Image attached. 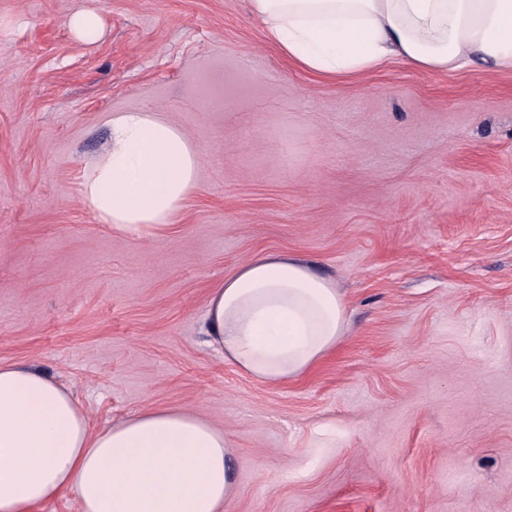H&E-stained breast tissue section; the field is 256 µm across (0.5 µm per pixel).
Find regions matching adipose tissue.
<instances>
[{
  "instance_id": "1",
  "label": "adipose tissue",
  "mask_w": 512,
  "mask_h": 512,
  "mask_svg": "<svg viewBox=\"0 0 512 512\" xmlns=\"http://www.w3.org/2000/svg\"><path fill=\"white\" fill-rule=\"evenodd\" d=\"M268 38L322 76L399 60L427 71L512 70V0H250ZM108 147L80 185L99 223L132 238L172 227L198 186L201 154L147 112L112 119ZM206 334L225 362L280 385L335 348L342 293L301 258L253 257L212 289ZM224 432L196 413L146 409L92 430L71 391L37 369L0 364V512L74 493L81 512H224L234 486Z\"/></svg>"
}]
</instances>
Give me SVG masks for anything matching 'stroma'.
<instances>
[{
  "label": "stroma",
  "instance_id": "obj_1",
  "mask_svg": "<svg viewBox=\"0 0 512 512\" xmlns=\"http://www.w3.org/2000/svg\"><path fill=\"white\" fill-rule=\"evenodd\" d=\"M134 111L201 150L160 237L78 202ZM265 253L348 311L278 386L203 329L212 288ZM0 363L52 374L95 430L172 407L223 429L224 512H512V72L315 75L248 0H0ZM69 23L73 32L83 39H95L100 33V17L91 11L77 12L71 17Z\"/></svg>",
  "mask_w": 512,
  "mask_h": 512
}]
</instances>
